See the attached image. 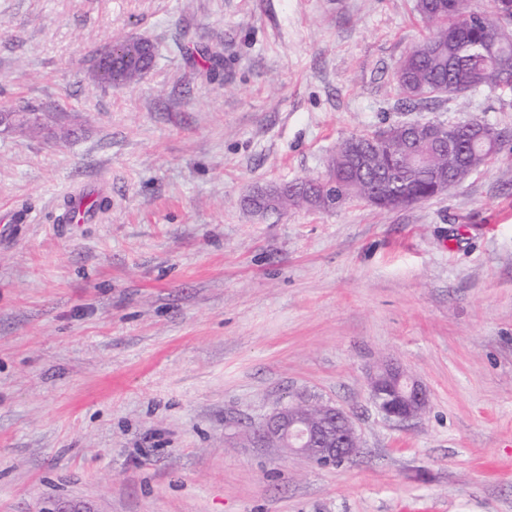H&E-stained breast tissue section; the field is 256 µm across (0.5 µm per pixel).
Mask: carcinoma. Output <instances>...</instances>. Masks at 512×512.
Here are the masks:
<instances>
[{
	"instance_id": "carcinoma-1",
	"label": "carcinoma",
	"mask_w": 512,
	"mask_h": 512,
	"mask_svg": "<svg viewBox=\"0 0 512 512\" xmlns=\"http://www.w3.org/2000/svg\"><path fill=\"white\" fill-rule=\"evenodd\" d=\"M416 7L432 30L400 61L403 76L395 79L394 86L402 102L427 104L444 95L462 97L480 87L493 91L512 85V46L506 59L499 49L485 53L476 46L482 36H490L486 28L512 25V0H493L492 11L481 15L480 27L466 19L462 0H417ZM113 46L115 55L97 67L94 77L114 88L138 81L152 63L143 44L122 40ZM389 129L393 132L390 138L386 130L378 129L345 139L328 162L327 176L334 180H300L282 194L273 192L271 186L261 188L245 197L242 207L276 213L290 206L329 211L357 199L381 212L392 211L394 207L386 201V175L392 159L400 156L404 163L396 174L398 202L408 208L435 197L432 173H442L455 186L486 166L501 149L499 143L469 142L450 154L428 143L424 123L412 125L406 141L399 133L400 125Z\"/></svg>"
}]
</instances>
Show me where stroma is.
I'll return each instance as SVG.
<instances>
[{
  "label": "stroma",
  "mask_w": 512,
  "mask_h": 512,
  "mask_svg": "<svg viewBox=\"0 0 512 512\" xmlns=\"http://www.w3.org/2000/svg\"><path fill=\"white\" fill-rule=\"evenodd\" d=\"M416 0H0V512H512V86L402 103ZM146 39L122 89L94 54ZM478 119L498 157L382 213L253 214L346 138ZM106 199L60 219L66 193ZM425 386L387 422L368 377ZM354 415L321 467L255 436L297 397ZM370 400L392 423L408 424L418 419L428 405L425 387L393 361L381 363L370 377Z\"/></svg>",
  "instance_id": "35a3bbf8"
}]
</instances>
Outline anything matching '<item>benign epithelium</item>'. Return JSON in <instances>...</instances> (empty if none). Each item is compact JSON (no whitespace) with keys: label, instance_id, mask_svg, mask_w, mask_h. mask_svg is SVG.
Listing matches in <instances>:
<instances>
[{"label":"benign epithelium","instance_id":"benign-epithelium-1","mask_svg":"<svg viewBox=\"0 0 512 512\" xmlns=\"http://www.w3.org/2000/svg\"><path fill=\"white\" fill-rule=\"evenodd\" d=\"M11 117L8 123L0 121V127L9 130L34 125L39 120L34 112H14ZM461 126L476 140L491 144L498 140V131L483 122L465 121ZM369 386L371 402L388 422L411 423L428 405L425 387L391 360L377 367ZM258 435L267 443L272 442L320 465L350 459L361 447L360 434L350 412L331 403L312 404L302 399L291 400L274 409L264 419Z\"/></svg>","mask_w":512,"mask_h":512}]
</instances>
